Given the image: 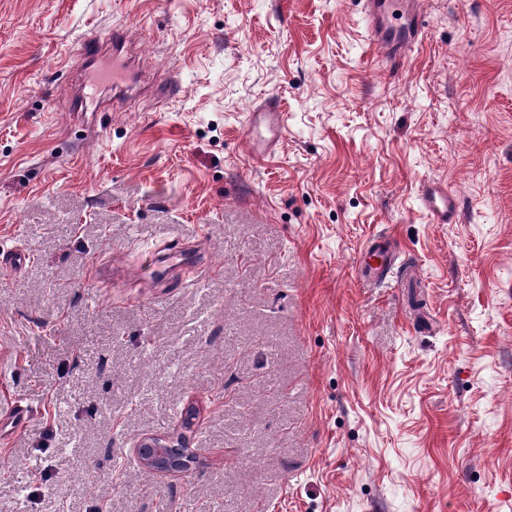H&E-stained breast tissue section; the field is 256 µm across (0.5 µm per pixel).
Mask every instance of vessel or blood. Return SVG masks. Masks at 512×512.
<instances>
[{"label": "vessel or blood", "instance_id": "obj_1", "mask_svg": "<svg viewBox=\"0 0 512 512\" xmlns=\"http://www.w3.org/2000/svg\"><path fill=\"white\" fill-rule=\"evenodd\" d=\"M367 23V36L378 46L388 65L391 76H399L402 58L413 51L423 39L427 27L424 0H360ZM111 47L112 58L122 64L131 61L133 43L122 30L113 31L109 37L94 36L80 40L74 47L77 56L92 61L98 58L103 47ZM285 130V114L277 99L269 98L246 117V140L254 159L270 156ZM421 201L434 223L455 222L459 206L447 187L437 182L424 185ZM193 255L186 247H165L153 252L146 267L138 269L140 279L154 285L168 284L180 271L190 266ZM401 267L398 252L377 241L365 246L358 269L368 280L393 279ZM30 416L28 406L14 404L0 414V428L17 431Z\"/></svg>", "mask_w": 512, "mask_h": 512}]
</instances>
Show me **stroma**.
I'll return each mask as SVG.
<instances>
[{"label": "stroma", "instance_id": "1", "mask_svg": "<svg viewBox=\"0 0 512 512\" xmlns=\"http://www.w3.org/2000/svg\"><path fill=\"white\" fill-rule=\"evenodd\" d=\"M391 79L359 0H0V512H512V0H426ZM142 90L74 115L85 34ZM286 129L253 159L245 115ZM460 202L433 223L424 183ZM387 235L407 266L356 258ZM192 247V287L100 288ZM185 439L165 477L134 454ZM104 45L112 47V77L116 61L129 66L133 43L130 36L123 30L112 29V35L102 37L96 35L80 40L74 47V53L89 63L99 57ZM285 130V113L280 102L267 98L246 117V140L256 160L270 156ZM401 267L400 254L382 243L372 240L365 246L358 270L370 281L391 280ZM30 416V410L28 405H21L20 403H16L11 405L9 409L4 413L1 411L0 414V436L1 438H5L4 429L9 428V431H17L26 423ZM135 454L140 463L162 475H177L190 468L197 458L193 448H186L182 440L175 443L158 436L139 441Z\"/></svg>", "mask_w": 512, "mask_h": 512}]
</instances>
